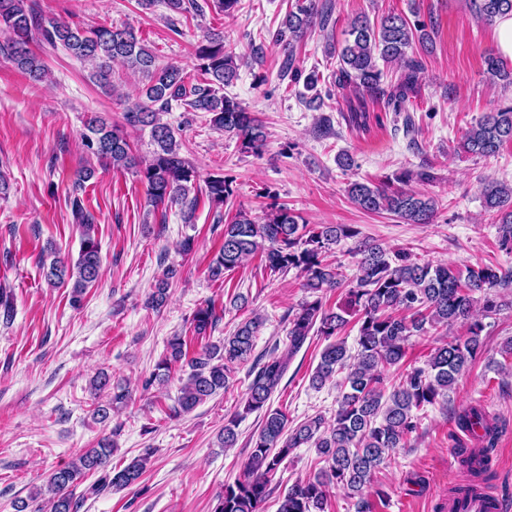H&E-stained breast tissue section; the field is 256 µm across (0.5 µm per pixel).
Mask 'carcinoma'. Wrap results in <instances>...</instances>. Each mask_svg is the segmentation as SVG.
Segmentation results:
<instances>
[{
	"mask_svg": "<svg viewBox=\"0 0 512 512\" xmlns=\"http://www.w3.org/2000/svg\"><path fill=\"white\" fill-rule=\"evenodd\" d=\"M239 0H164L176 14L203 15L212 7L232 14ZM475 18L485 24L512 12V0H471ZM331 5L324 0H297L288 10L271 40L288 48L302 40L315 26H328ZM0 55L12 61L34 82L47 79V66L36 57L30 42L37 39L53 49L91 65L90 78L102 91L112 90V62L121 61L145 80L142 101L124 112L126 124L150 128L154 150L148 159L137 157L128 140L105 118L94 114L87 119L84 147L95 156L112 163L114 168L133 169L146 183L150 203L154 206L178 204L184 219L192 221L197 197L190 196L200 175L180 154L175 129L162 121L161 115L173 105H185L192 112L209 115L212 128L235 135L242 148L258 153L265 146V125L235 99L222 94L224 87L238 77L235 58L224 49V36L212 32L194 51L201 81L190 83L184 69L156 65L155 56L141 43L133 28L99 25L84 27L64 18L48 17L36 8L34 0H0ZM431 41L427 24H411L399 14L384 16L379 26L365 15L350 22L348 38L336 45L327 44V52L338 59L334 86L341 93L353 88L373 99L384 98L395 112L406 111L409 93L422 68L415 47L428 50ZM404 67L401 81L390 90L382 87L383 72L377 60ZM487 72L512 84V70L496 56L484 58ZM512 141V107L494 109L484 115L464 134L461 148L481 157L495 155L503 143ZM92 172H83L75 181L72 211L82 238L79 255L71 262L61 258L49 246L42 248L40 267L46 283L57 287L71 284V303L78 305L86 289L102 275V258L94 236L93 217L78 194ZM232 180L224 176L205 179V194L212 206L219 208L233 196ZM351 202L367 213H391L407 224H428L436 213L432 197L395 188L389 183L353 181L348 187ZM485 206L496 213L500 245L512 248V186L488 184L483 193ZM357 231L345 224H310L300 214L282 205H274L262 220L240 211L224 225L223 243L208 266L211 279L217 281L228 272L260 256L273 273L301 271L302 287L310 299L301 303L288 317V347L257 367L243 400V413H263L261 428L255 439L243 477L224 484V491L214 512H264L282 462L297 448H317L324 466L307 479L294 482L279 499L277 512H324L332 487L343 489L348 496L360 497L357 512H371L362 497L371 487L376 471L391 452L404 448L417 429L416 410L433 405L456 383L458 377L482 351L483 326L475 318L477 306L488 316L512 307L506 294H493V288H509L512 270L503 272L489 266L468 268L462 272L448 265L420 264L405 250L389 252L376 243L357 246L356 284L346 287L341 266L325 259L329 246L342 238L354 237ZM175 271L167 270L157 279L148 305L161 309L171 287ZM345 289V304L331 309L325 306L327 291ZM357 316V352L352 355L341 333L348 324L347 313ZM219 321L215 305L209 303L194 312L190 330L204 336ZM461 325L465 333L448 336V328ZM263 319L253 315L239 323L232 334L218 344L207 343L188 356V341L174 335L157 370L168 371L184 362L190 368L180 390L174 413L191 412L229 384V368L251 357ZM429 329L438 332L440 343L426 360L401 375L399 383L386 392L384 370L397 366L405 357L409 339ZM327 341L320 361L311 377V385L320 388L337 375L340 399L331 421L315 415L300 424L288 426V416L271 405L288 371L290 359L312 337ZM97 391L113 389L107 404L96 409L105 421L113 405L123 403L128 394L119 386L110 387V377L102 374L94 380ZM460 429L478 436L483 452L493 450L498 427L485 410L477 405L464 408L457 415ZM237 418L224 424L220 444L235 447L238 440ZM113 443L105 439L96 448H88L68 466L52 472L47 485L52 497L49 512H77L79 502L74 491L89 474L102 472L92 492L123 490L139 484L150 452L134 458L121 469L108 468ZM462 463L475 482L487 480L488 467L462 453Z\"/></svg>",
	"mask_w": 512,
	"mask_h": 512,
	"instance_id": "cac0c4a2",
	"label": "carcinoma"
}]
</instances>
